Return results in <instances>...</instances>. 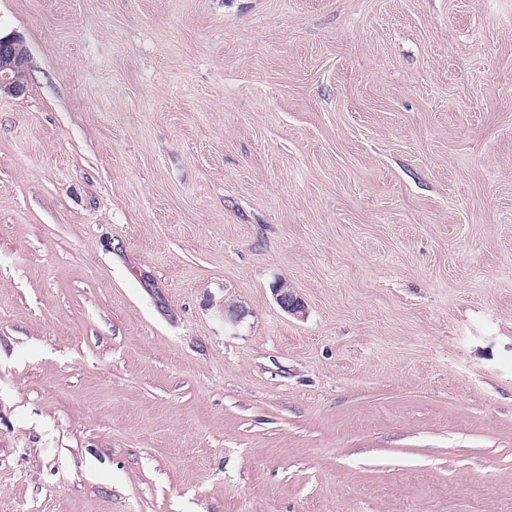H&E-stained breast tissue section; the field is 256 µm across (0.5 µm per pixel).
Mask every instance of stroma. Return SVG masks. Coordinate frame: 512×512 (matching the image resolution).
Masks as SVG:
<instances>
[{"label": "stroma", "mask_w": 512, "mask_h": 512, "mask_svg": "<svg viewBox=\"0 0 512 512\" xmlns=\"http://www.w3.org/2000/svg\"><path fill=\"white\" fill-rule=\"evenodd\" d=\"M11 34L0 512H512V0ZM21 43L20 37L15 35L0 36V92L20 95L24 91V83L17 79V73L23 70L25 63ZM277 302L288 313L295 316H302L305 314V309L302 301L296 295L293 288H289L287 283L279 285L275 290Z\"/></svg>", "instance_id": "35a3bbf8"}]
</instances>
